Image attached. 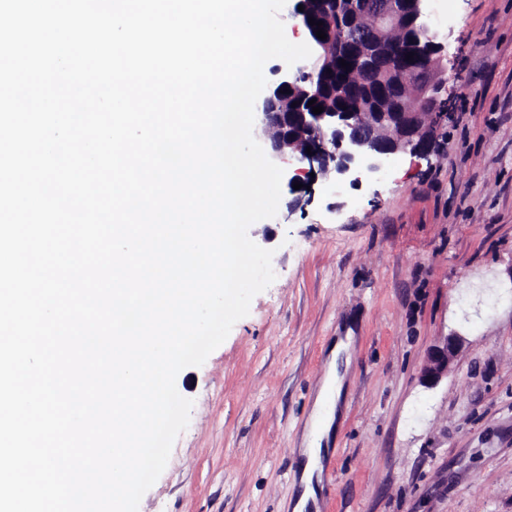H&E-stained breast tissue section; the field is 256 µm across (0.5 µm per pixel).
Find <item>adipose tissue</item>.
<instances>
[{"mask_svg":"<svg viewBox=\"0 0 512 512\" xmlns=\"http://www.w3.org/2000/svg\"><path fill=\"white\" fill-rule=\"evenodd\" d=\"M356 338L353 331L337 337L328 355V369L319 387L316 402L310 414V431L298 454L302 459L301 493L292 512H314L319 506L323 490L326 446L334 432L339 431L345 416L344 388L351 365V349Z\"/></svg>","mask_w":512,"mask_h":512,"instance_id":"adipose-tissue-1","label":"adipose tissue"}]
</instances>
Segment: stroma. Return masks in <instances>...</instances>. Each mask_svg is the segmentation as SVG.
I'll list each match as a JSON object with an SVG mask.
<instances>
[{
  "label": "stroma",
  "instance_id": "1",
  "mask_svg": "<svg viewBox=\"0 0 512 512\" xmlns=\"http://www.w3.org/2000/svg\"><path fill=\"white\" fill-rule=\"evenodd\" d=\"M447 50L430 155L322 179L248 235L274 282L199 366L166 468L138 512H288L332 342L353 328L346 419L320 512H512V0H425ZM461 345L429 386L444 337ZM459 346V337L447 336L443 342L428 351L426 363L421 372V379L425 384L434 385L448 374V364L455 356Z\"/></svg>",
  "mask_w": 512,
  "mask_h": 512
}]
</instances>
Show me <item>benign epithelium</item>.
<instances>
[{"label": "benign epithelium", "mask_w": 512, "mask_h": 512, "mask_svg": "<svg viewBox=\"0 0 512 512\" xmlns=\"http://www.w3.org/2000/svg\"><path fill=\"white\" fill-rule=\"evenodd\" d=\"M293 15L300 27L316 44L315 53L307 64L293 73H284L281 79L268 88L258 112L256 133L269 145L271 158L283 161L293 159L297 168L289 185L299 182L303 187L292 190L293 206L311 201V186L320 179L345 175L357 167L363 158L381 161L399 152L409 151L421 156L433 150L436 129L423 119L418 111L422 105L436 107L446 103L442 91L446 80L439 77L444 58V45L429 36L410 44L393 45L387 32L406 27L420 31L422 0H376L372 6L375 24L368 33L358 24L360 6L356 0H315L317 18L336 13V6L344 7L354 20L344 30L341 39L317 38L315 27L310 25L309 10H298L309 0H294ZM339 45L347 51V59L354 69L377 78H385L391 87L394 107L386 110L365 108L357 112L323 111L314 114L303 109V103L320 97L324 75L333 70L332 46ZM414 53L418 59L416 72L417 97L407 100L404 86L413 73L400 64V58ZM289 93H284V90ZM295 101L297 105L290 106ZM311 152H306V149ZM460 346L457 336H448L427 353L421 379L428 385L436 384L448 374V364Z\"/></svg>", "instance_id": "benign-epithelium-1"}]
</instances>
